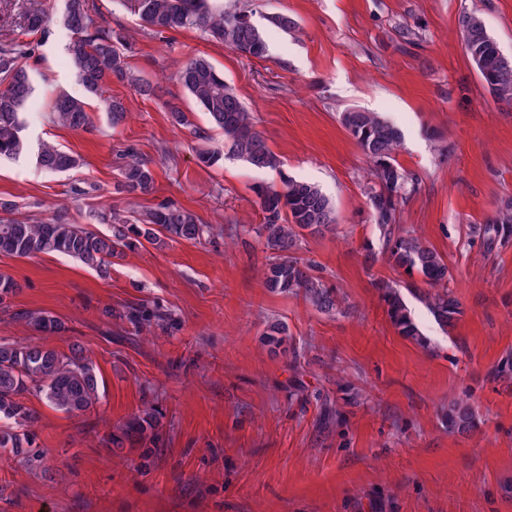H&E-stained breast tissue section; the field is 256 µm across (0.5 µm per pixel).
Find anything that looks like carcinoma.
<instances>
[{
	"instance_id": "cac0c4a2",
	"label": "carcinoma",
	"mask_w": 512,
	"mask_h": 512,
	"mask_svg": "<svg viewBox=\"0 0 512 512\" xmlns=\"http://www.w3.org/2000/svg\"><path fill=\"white\" fill-rule=\"evenodd\" d=\"M65 23L75 38L67 47L76 76L85 91L103 102L112 125L125 119L122 99L105 95L112 80L127 82L140 95L151 97L155 85L134 73L122 38L111 28L92 19L90 0H65ZM126 10L139 16L144 26L155 32L192 28L210 39L222 42L239 53L262 57L267 42L262 31L245 10H214L209 0H119ZM474 15L459 20L471 51L477 52L490 35L473 26ZM49 18L38 3L29 6L24 22L25 35L48 33ZM37 42L14 38L0 42V158L17 156L27 150L23 137L22 114L33 88L26 69L20 64L34 54ZM174 79L206 113L211 128L224 134V150H205L201 162L211 165L225 153L258 170H276L279 157L269 148L257 130L251 114L224 75L204 56L182 63ZM493 95L512 103V72L499 75L487 84ZM52 123L74 131L93 128L85 102L67 94L58 95L51 108ZM341 124L373 162L371 183L367 187L374 223L382 239L386 263L412 278L416 275L432 287L430 291L410 289L444 330L454 326L463 314L448 289L449 269L444 257L428 246L416 233L398 224L397 204L408 193L415 179L396 161L402 144V132L376 112L347 110ZM120 180L117 190L128 195L153 193L155 179L148 163L137 158L133 147L119 153ZM37 163L48 173L64 172L76 160L56 145L43 142L37 151ZM256 195L264 213V222L256 227H234L237 237L255 235L270 252L265 273L266 287L276 293L301 295L324 313H346L344 298L338 290L312 274V266L295 256L305 234L323 235L336 231L334 211L328 198L314 185L287 177L280 188L259 186ZM112 232L101 234L88 224L73 223L65 211L52 219L31 223L26 219H0V254L31 258L57 254L75 258L84 265L106 274L112 258L141 243L157 240V232L170 240L199 241L212 234V226L203 224L191 211L173 203H164L149 211L138 224L129 217L112 213L103 217ZM381 297L390 322L398 334L426 348L430 344L405 302L401 289L380 283ZM23 318L40 332L61 333L65 327L44 312H26ZM263 344L272 352L288 344V328L279 321L267 326ZM100 381L91 361L80 356L76 347L65 353L31 342H0V455L19 459L26 465L44 460V451L33 447L31 427L35 415L21 397L35 392L50 406L68 415H84L100 402ZM448 430L468 432L476 426L475 409L468 397H459L443 409ZM160 420L158 412L146 408L133 415L118 434L104 439L106 448H122L128 441L156 444Z\"/></svg>"
}]
</instances>
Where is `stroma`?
<instances>
[{
	"mask_svg": "<svg viewBox=\"0 0 512 512\" xmlns=\"http://www.w3.org/2000/svg\"><path fill=\"white\" fill-rule=\"evenodd\" d=\"M251 10L267 33L264 57L241 55L196 29L160 34L117 0H94L97 24L123 32L136 74L160 81L161 98L113 82L127 117L112 126L99 98L79 83L66 46L63 0H43L51 35L23 59L34 96L23 135L29 149L0 160V199L16 216L47 220L64 207L72 222L110 233L103 214L142 215L163 201L213 225L212 238L143 242L101 275L68 257L0 255V275L21 287L0 311V338L59 351L80 344L104 383L84 416L42 397L23 403L37 417L35 447L46 469L0 461V512H512V236L486 232L512 204V105L498 101L467 60L462 16L484 23L512 57V0H212ZM285 14L297 27L273 30ZM206 56L252 112L282 162L258 171L225 159L208 167L199 150L220 147L187 92L178 63ZM85 100L91 132L48 119L59 93ZM177 106L188 125L173 124ZM380 113L403 133L398 164L417 179L398 206L447 261L463 314L440 330L415 298L421 348L392 326L377 287L403 273L380 250L365 189L372 164L339 121L348 109ZM51 141L78 165L51 175L34 149ZM134 146L155 177L152 194L116 192V155ZM315 184L337 229L304 236L299 255L336 285L344 315L302 296L270 292L258 242L231 239L234 224H260L255 190L282 176ZM146 307L162 320L136 323ZM45 312L65 327L42 333L15 317ZM288 327L289 354L261 342L269 320ZM469 395L478 426L449 431L442 405ZM161 413L152 450L108 451L102 440L147 407Z\"/></svg>",
	"mask_w": 512,
	"mask_h": 512,
	"instance_id": "35a3bbf8",
	"label": "stroma"
}]
</instances>
